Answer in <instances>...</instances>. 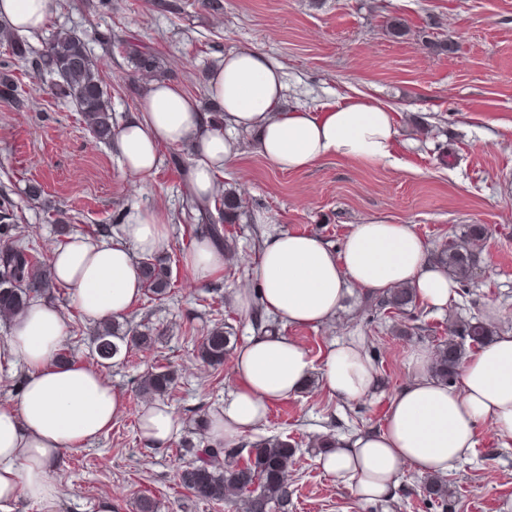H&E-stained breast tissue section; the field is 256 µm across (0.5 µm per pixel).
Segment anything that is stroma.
Segmentation results:
<instances>
[{
  "mask_svg": "<svg viewBox=\"0 0 512 512\" xmlns=\"http://www.w3.org/2000/svg\"><path fill=\"white\" fill-rule=\"evenodd\" d=\"M400 18L404 39L388 24ZM77 34L104 80L114 124L136 111L144 91L127 55L129 46L151 51L176 83L206 103L208 76L227 52L241 48L282 67L283 110L323 112L363 95L392 108L399 130L390 162L376 165L327 158L298 172L275 169L255 149V137L238 133L241 152L219 181L236 190L243 215L224 227L236 254L219 275L200 281L184 255L204 235L189 190V147H161L157 174L140 184L126 170L115 145L86 129L73 103L56 95L52 76L37 74L0 49L27 110L0 100V190L17 204L25 244L50 258L68 237L94 241L117 236L132 215L158 208L167 217L171 291L163 299L142 294L123 322L150 333L149 348L117 356L104 373L122 401V412L96 442L67 450L57 512H137L140 494L153 495L158 512H241L235 502L212 504L179 483L191 461L184 441L205 440L204 422L234 388L231 363L201 362L198 345L215 323L231 327L237 343L277 326L299 341L312 360L341 336H362L378 372L374 396L347 402L319 383L271 405L264 422L234 440L237 448L272 435L299 444L288 475V512H441L422 493V474H400L390 497L364 501L325 474L316 437L342 440L375 430L412 378L409 357L447 339L456 318L485 317L495 309L499 330H512V0H59L45 33L29 36L42 50L46 33ZM453 40V54L431 44ZM367 221L408 224L429 248L460 235L468 224L489 229L479 269L467 292L444 311L415 304L391 316L371 308L368 293L354 287L336 316L317 328L291 327L266 312H241L233 303L271 231L311 234L341 250L353 225ZM45 298L65 317L64 350L94 365L92 323L56 285ZM156 365L177 373L176 387L161 403L181 428L163 448L147 447L138 423L145 403L137 379ZM457 494L451 512H512V438L491 423L478 426L475 446L448 473Z\"/></svg>",
  "mask_w": 512,
  "mask_h": 512,
  "instance_id": "obj_1",
  "label": "stroma"
}]
</instances>
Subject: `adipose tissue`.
Masks as SVG:
<instances>
[{"mask_svg":"<svg viewBox=\"0 0 512 512\" xmlns=\"http://www.w3.org/2000/svg\"><path fill=\"white\" fill-rule=\"evenodd\" d=\"M56 9L57 0H0V24L37 33ZM283 91L278 65L252 50L231 51L208 81L209 98L224 111L223 127L178 85L152 82L117 128L115 144L126 169L144 184L156 174L161 146L190 144L191 193L199 200L215 195L225 162L240 149L239 131L256 132L258 152L283 172L329 157L365 164L391 159L399 131L389 106L360 95L324 112H285ZM170 245L165 217L143 211L123 224L117 240L68 238L52 254L53 281L87 321L118 319L142 292L137 255ZM254 275L256 287L239 289L236 306L246 313L261 305L294 327L330 321L353 285L372 295L408 286L433 309L446 308L457 288L410 225L377 222L354 225L339 251L310 234H270ZM65 338L61 310L38 299L0 342V369L26 368L17 402L0 406V512H15L23 499L54 512L64 452L97 441L121 413L122 402L101 370L58 360ZM431 363L430 351L412 352L413 378L392 398L383 426L320 456L323 471L358 498L389 497L406 468L436 475L455 470L474 447L480 423L512 436V330L471 355L454 383L433 378ZM314 372L326 392L350 402L370 398L379 383L361 337L336 340L315 362L295 339L261 332L234 351V390L209 421V441L218 445L255 429L269 405L299 392ZM139 429L146 446L162 448L179 422L168 406L154 402Z\"/></svg>","mask_w":512,"mask_h":512,"instance_id":"1","label":"adipose tissue"}]
</instances>
